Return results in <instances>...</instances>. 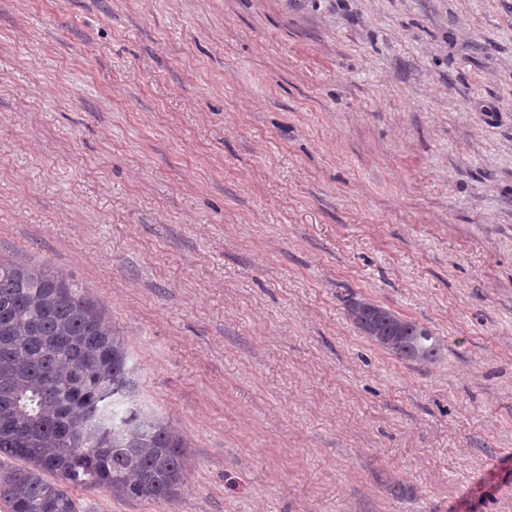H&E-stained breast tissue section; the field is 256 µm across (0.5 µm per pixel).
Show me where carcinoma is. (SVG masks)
Returning <instances> with one entry per match:
<instances>
[{"label":"carcinoma","instance_id":"cac0c4a2","mask_svg":"<svg viewBox=\"0 0 512 512\" xmlns=\"http://www.w3.org/2000/svg\"><path fill=\"white\" fill-rule=\"evenodd\" d=\"M347 312L397 358L440 360L444 345L421 324L365 299ZM135 373L125 338L66 274L0 260V457L24 462L0 464L8 512H80L69 486L179 495L183 439L135 398Z\"/></svg>","mask_w":512,"mask_h":512}]
</instances>
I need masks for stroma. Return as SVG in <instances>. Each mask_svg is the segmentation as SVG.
<instances>
[{"label":"stroma","mask_w":512,"mask_h":512,"mask_svg":"<svg viewBox=\"0 0 512 512\" xmlns=\"http://www.w3.org/2000/svg\"><path fill=\"white\" fill-rule=\"evenodd\" d=\"M0 259L186 445L172 504L82 512H512V0H0ZM346 306L355 326L381 349L417 364L440 360L444 345L416 321L365 299L347 300Z\"/></svg>","instance_id":"stroma-1"}]
</instances>
